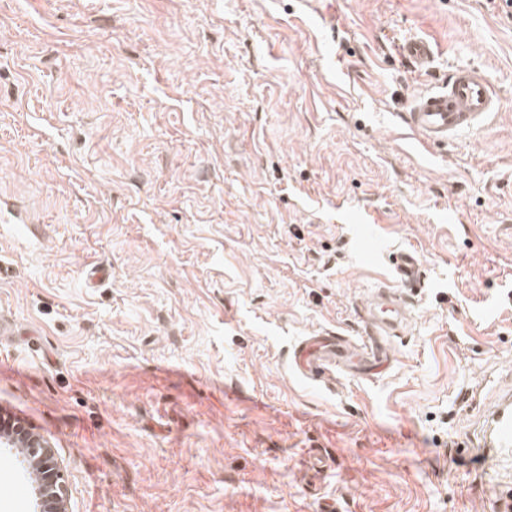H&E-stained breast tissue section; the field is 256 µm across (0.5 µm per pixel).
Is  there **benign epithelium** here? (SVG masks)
I'll use <instances>...</instances> for the list:
<instances>
[{
  "label": "benign epithelium",
  "instance_id": "benign-epithelium-1",
  "mask_svg": "<svg viewBox=\"0 0 512 512\" xmlns=\"http://www.w3.org/2000/svg\"><path fill=\"white\" fill-rule=\"evenodd\" d=\"M18 442L29 448L28 470L38 473L36 512H67L68 489L61 464L49 442L22 421L0 423V446L10 448Z\"/></svg>",
  "mask_w": 512,
  "mask_h": 512
}]
</instances>
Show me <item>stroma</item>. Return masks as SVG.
<instances>
[{"label":"stroma","instance_id":"obj_1","mask_svg":"<svg viewBox=\"0 0 512 512\" xmlns=\"http://www.w3.org/2000/svg\"><path fill=\"white\" fill-rule=\"evenodd\" d=\"M456 66L501 108L422 149L401 116ZM406 250L392 362L297 374ZM510 372L503 0H0V414L71 512H487L461 443ZM400 53L420 69H427L434 57L432 43L420 36L406 38L400 46ZM6 426V431L3 428ZM22 443L29 448V472L38 473V488L36 512H66L68 510V489L64 481L61 464L47 442L41 436L33 433L23 421L13 424H1L0 420V446L10 448L14 444Z\"/></svg>","mask_w":512,"mask_h":512}]
</instances>
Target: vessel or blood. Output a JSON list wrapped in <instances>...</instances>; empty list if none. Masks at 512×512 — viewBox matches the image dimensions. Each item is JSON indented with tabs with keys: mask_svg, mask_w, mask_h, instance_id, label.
I'll return each mask as SVG.
<instances>
[{
	"mask_svg": "<svg viewBox=\"0 0 512 512\" xmlns=\"http://www.w3.org/2000/svg\"><path fill=\"white\" fill-rule=\"evenodd\" d=\"M401 55L419 68H428L434 57L432 43L424 37L406 38ZM498 111V97L486 75L468 66L456 67L445 88L416 96L403 121L424 147L484 127ZM422 264L415 252L405 251L393 261L391 286L378 289L364 308V339L358 356L378 368L389 364V339L406 321L404 290L418 287ZM349 347L339 336H310L295 349L294 370L307 377L331 373L339 360L347 358ZM480 447L483 464L495 476L512 479V380L482 416Z\"/></svg>",
	"mask_w": 512,
	"mask_h": 512,
	"instance_id": "1",
	"label": "vessel or blood"
}]
</instances>
